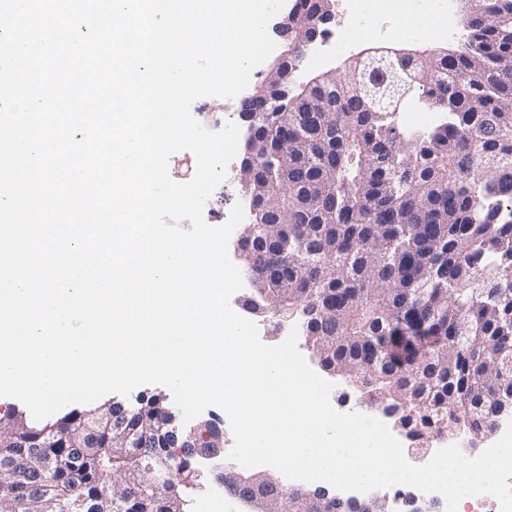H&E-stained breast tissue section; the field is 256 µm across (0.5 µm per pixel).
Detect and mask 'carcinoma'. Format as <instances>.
I'll return each mask as SVG.
<instances>
[{
  "instance_id": "obj_1",
  "label": "carcinoma",
  "mask_w": 512,
  "mask_h": 512,
  "mask_svg": "<svg viewBox=\"0 0 512 512\" xmlns=\"http://www.w3.org/2000/svg\"><path fill=\"white\" fill-rule=\"evenodd\" d=\"M334 0H300L290 26L305 40ZM456 47L401 60L380 43L306 81L280 72L241 110L258 114L238 172L258 228L243 227L242 268L261 273L245 303L273 330L296 322L321 368L349 373L368 408L382 405L412 444L466 447L512 398V0H481ZM416 101L443 122L408 133L395 114ZM467 336L460 346L455 337ZM116 404L42 424L15 410L0 432V512H189L203 485L210 419L174 440L152 395L113 419ZM149 431L114 454L115 427ZM172 487L137 481L148 466ZM259 494L292 512H331L328 488L308 498L250 473ZM80 486L96 508L73 505Z\"/></svg>"
}]
</instances>
